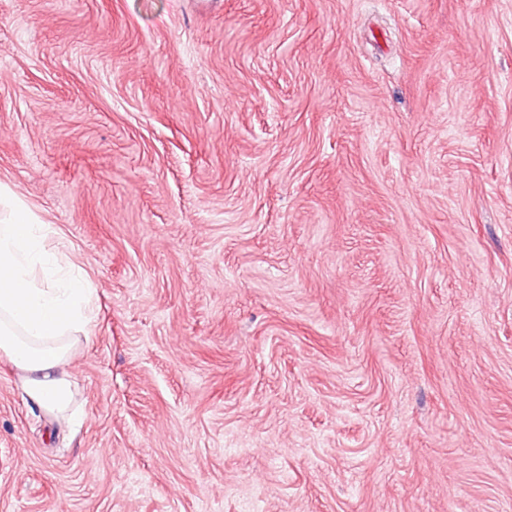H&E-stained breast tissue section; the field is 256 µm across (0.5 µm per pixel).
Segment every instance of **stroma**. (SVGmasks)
I'll return each instance as SVG.
<instances>
[{"label":"stroma","mask_w":512,"mask_h":512,"mask_svg":"<svg viewBox=\"0 0 512 512\" xmlns=\"http://www.w3.org/2000/svg\"><path fill=\"white\" fill-rule=\"evenodd\" d=\"M0 189L94 288L0 512H512V0H0Z\"/></svg>","instance_id":"obj_1"}]
</instances>
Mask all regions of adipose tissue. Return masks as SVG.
<instances>
[{"label":"adipose tissue","instance_id":"obj_1","mask_svg":"<svg viewBox=\"0 0 512 512\" xmlns=\"http://www.w3.org/2000/svg\"><path fill=\"white\" fill-rule=\"evenodd\" d=\"M48 226L25 208L0 224V357L28 402L63 418L74 405L67 370L93 320L92 288L68 253L48 248Z\"/></svg>","mask_w":512,"mask_h":512}]
</instances>
